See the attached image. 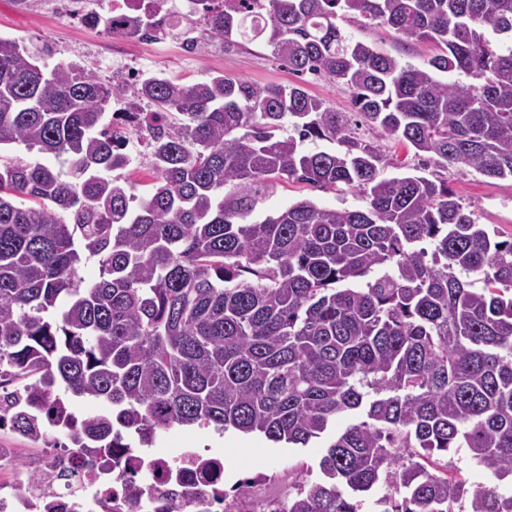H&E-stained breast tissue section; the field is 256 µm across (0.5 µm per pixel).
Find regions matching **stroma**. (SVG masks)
Segmentation results:
<instances>
[{
  "mask_svg": "<svg viewBox=\"0 0 512 512\" xmlns=\"http://www.w3.org/2000/svg\"><path fill=\"white\" fill-rule=\"evenodd\" d=\"M54 0H0V35L16 37L33 50L49 48L48 64L76 62L95 71L102 82L119 81L123 62L129 61L152 72H162L185 84L225 73L265 86L288 84L295 76L277 61L270 47L257 41L245 46H227L204 39L196 49L183 47L180 40L139 41L115 36L104 27L72 18L53 5ZM342 33L355 41L373 44L378 50L418 67L426 66L437 52L430 43L406 44L385 26H363L340 21ZM450 188L478 223L496 225L504 238H512V179H490L472 170L448 169L444 173ZM309 199L327 208L364 209L365 193L345 188L319 189L302 183L274 181L265 191L256 212L273 215L301 200ZM156 448L172 453L186 446L221 449L234 467L227 475L235 481L242 472H265L271 480L268 496L285 501L296 492L302 476L318 477V448H292L268 441L263 435L234 430L174 428L159 434Z\"/></svg>",
  "mask_w": 512,
  "mask_h": 512,
  "instance_id": "stroma-1",
  "label": "stroma"
}]
</instances>
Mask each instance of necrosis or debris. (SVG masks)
<instances>
[{"label": "necrosis or debris", "mask_w": 512, "mask_h": 512, "mask_svg": "<svg viewBox=\"0 0 512 512\" xmlns=\"http://www.w3.org/2000/svg\"><path fill=\"white\" fill-rule=\"evenodd\" d=\"M194 0H112L114 30L128 29L132 19L158 23L173 12L193 14ZM112 467L86 466L84 449L67 446L41 459L39 480L25 481L14 461L0 453V512H38L55 500L59 512H197L199 491H207L210 512H272L273 502L257 495L258 478L238 480L243 497L226 496L223 482L209 478L211 466L223 465V454L207 448H182L177 454H138L131 448L110 451ZM130 463L141 478L137 502H129L118 463Z\"/></svg>", "instance_id": "4bbe7bcc"}]
</instances>
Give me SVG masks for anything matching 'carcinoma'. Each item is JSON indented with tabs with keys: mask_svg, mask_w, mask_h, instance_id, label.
Here are the masks:
<instances>
[{
	"mask_svg": "<svg viewBox=\"0 0 512 512\" xmlns=\"http://www.w3.org/2000/svg\"><path fill=\"white\" fill-rule=\"evenodd\" d=\"M347 17L439 52L403 63L347 39ZM203 19L346 85L419 168L512 178V0H224ZM41 59L0 36V146L56 160L0 156V425L47 448L60 433L151 448L191 426L324 442L322 478L281 512H360L380 483V512H512L448 462L466 448L512 480V240L445 179L379 178L380 150L302 84L224 74L142 79L156 183L140 197L106 121L123 84ZM276 179L361 189L368 206L252 218ZM71 396L102 410L78 419Z\"/></svg>",
	"mask_w": 512,
	"mask_h": 512,
	"instance_id": "obj_1",
	"label": "carcinoma"
}]
</instances>
